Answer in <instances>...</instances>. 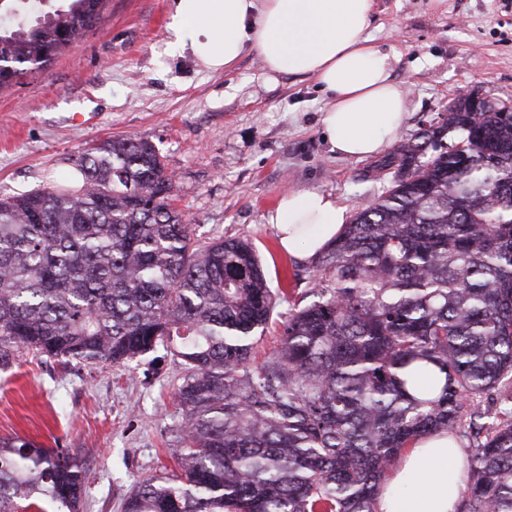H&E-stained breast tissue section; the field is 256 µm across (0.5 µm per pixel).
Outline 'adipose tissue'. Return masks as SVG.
I'll list each match as a JSON object with an SVG mask.
<instances>
[{
  "mask_svg": "<svg viewBox=\"0 0 512 512\" xmlns=\"http://www.w3.org/2000/svg\"><path fill=\"white\" fill-rule=\"evenodd\" d=\"M373 0H172V51H190L206 70H230L260 53L267 80L313 79L326 95L320 125L333 151L367 159L396 141L407 100L388 53L367 34ZM281 250L312 257L347 221L336 198L318 190L283 194L269 215ZM467 456L446 433L419 439L377 497L376 512H456Z\"/></svg>",
  "mask_w": 512,
  "mask_h": 512,
  "instance_id": "obj_1",
  "label": "adipose tissue"
}]
</instances>
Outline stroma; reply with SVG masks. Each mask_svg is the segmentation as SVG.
Instances as JSON below:
<instances>
[{
  "label": "stroma",
  "mask_w": 512,
  "mask_h": 512,
  "mask_svg": "<svg viewBox=\"0 0 512 512\" xmlns=\"http://www.w3.org/2000/svg\"><path fill=\"white\" fill-rule=\"evenodd\" d=\"M170 5L105 0L82 42L0 94V197L60 182L102 140L144 138L173 174L175 204L198 244L250 240L270 288L307 290L319 268L283 253L267 221L280 195L317 189L352 214L389 183L374 173L375 159L331 151L312 79L268 81L253 51L225 73L170 53ZM369 35L393 57L406 94L402 138L461 98L512 108V0H374ZM180 378L161 345L120 365L23 352L0 370V437L69 449L85 473L81 512H123L139 480L177 470Z\"/></svg>",
  "instance_id": "stroma-1"
}]
</instances>
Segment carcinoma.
<instances>
[{
    "label": "carcinoma",
    "instance_id": "1",
    "mask_svg": "<svg viewBox=\"0 0 512 512\" xmlns=\"http://www.w3.org/2000/svg\"><path fill=\"white\" fill-rule=\"evenodd\" d=\"M66 2L0 22V92L102 21L104 0ZM74 164L76 187L0 197V369L160 344L181 360L180 473L139 481L123 512H374L403 452L448 429L471 452L457 512H512V112L460 99L378 164L391 188L321 253L259 364L280 295L253 244L196 245L148 140ZM84 484L66 449L0 439V512H80Z\"/></svg>",
    "mask_w": 512,
    "mask_h": 512
}]
</instances>
